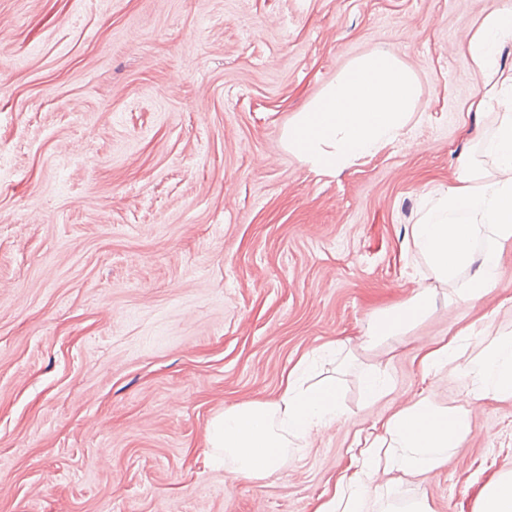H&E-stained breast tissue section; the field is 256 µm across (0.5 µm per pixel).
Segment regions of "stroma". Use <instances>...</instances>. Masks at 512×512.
I'll return each mask as SVG.
<instances>
[{
    "label": "stroma",
    "mask_w": 512,
    "mask_h": 512,
    "mask_svg": "<svg viewBox=\"0 0 512 512\" xmlns=\"http://www.w3.org/2000/svg\"><path fill=\"white\" fill-rule=\"evenodd\" d=\"M512 0H0V512H315L356 439L512 332V247L479 303H449L411 232L462 160L486 178L495 108L468 51ZM388 51L420 82L406 132L321 174L289 120L355 59ZM434 288L406 335L381 311ZM455 370L418 349L463 328ZM332 343L342 415L269 479L210 462L225 409L276 399ZM385 376L375 402L364 375ZM512 470V401H484L426 478L383 474L363 512H470Z\"/></svg>",
    "instance_id": "35a3bbf8"
}]
</instances>
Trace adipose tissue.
Segmentation results:
<instances>
[{"instance_id": "1", "label": "adipose tissue", "mask_w": 512, "mask_h": 512, "mask_svg": "<svg viewBox=\"0 0 512 512\" xmlns=\"http://www.w3.org/2000/svg\"><path fill=\"white\" fill-rule=\"evenodd\" d=\"M512 38V9L488 14L469 39V51L486 76L488 102L502 107L496 131L485 145L496 161L495 178L481 182L464 167L456 183L432 199L412 228V245L437 282L451 285L450 300L478 303L497 284L499 256L512 245V76L499 72V44ZM487 242L476 257L478 242ZM467 280H460V273ZM434 289L420 288L408 302L378 314L368 325L369 341L405 333L430 309ZM304 361L289 370L285 386L272 402L250 401L227 409L211 422L207 440L224 457L232 478L261 482L286 463L292 441H306L315 430L339 416L335 381L304 387ZM473 387L465 402L444 407L429 397L389 415L364 438L352 472L342 474L336 489L317 512H362L378 474L401 472L427 477L448 460L471 431L476 402L512 400V336L488 345L470 369ZM472 512H512V470L482 484Z\"/></svg>"}]
</instances>
